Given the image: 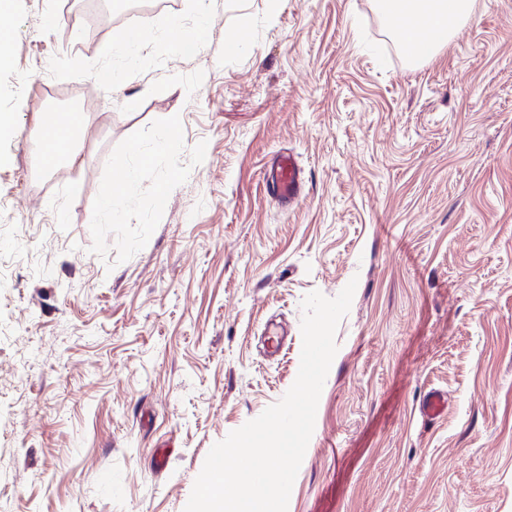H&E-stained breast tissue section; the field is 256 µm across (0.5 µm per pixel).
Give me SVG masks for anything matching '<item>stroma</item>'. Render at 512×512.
Returning a JSON list of instances; mask_svg holds the SVG:
<instances>
[{"instance_id": "35a3bbf8", "label": "stroma", "mask_w": 512, "mask_h": 512, "mask_svg": "<svg viewBox=\"0 0 512 512\" xmlns=\"http://www.w3.org/2000/svg\"><path fill=\"white\" fill-rule=\"evenodd\" d=\"M473 2L415 64L378 0H179L129 20L123 0H12L0 512H184L211 447L294 383L303 297L352 280L288 512H512V0ZM202 9L205 40L177 52ZM131 32L140 57L101 81ZM42 82L56 96L36 100ZM75 88L79 157L31 195V130ZM135 147L159 157L125 189ZM288 150L291 206L265 179ZM431 389L448 410L426 422Z\"/></svg>"}]
</instances>
